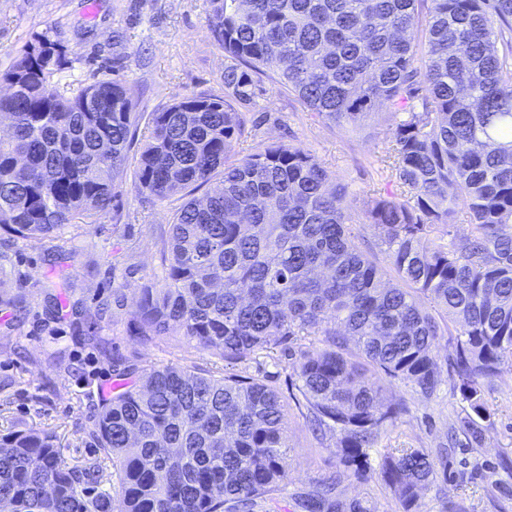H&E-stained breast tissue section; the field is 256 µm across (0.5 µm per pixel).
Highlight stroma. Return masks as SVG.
Instances as JSON below:
<instances>
[{"label": "stroma", "instance_id": "35a3bbf8", "mask_svg": "<svg viewBox=\"0 0 512 512\" xmlns=\"http://www.w3.org/2000/svg\"><path fill=\"white\" fill-rule=\"evenodd\" d=\"M210 0H0V74L17 51L41 34L59 39L72 62L67 73L86 80L120 74L142 111L173 100L224 91V53L208 27ZM256 139L302 144L334 182L365 194L384 188L371 163L384 156L391 122L356 133L308 112L288 92L265 86L255 111ZM111 214L66 226L61 241L6 239L0 231V294L23 295L21 307L0 304V433L34 429L52 434L71 465L94 456L87 420L92 402L111 396L114 361L141 369L170 363L223 371L224 361L177 337L135 336L132 312L140 288L162 281L160 229L172 220L174 200L145 202L133 175L120 183ZM106 313L95 329L82 319ZM108 342L103 357L88 340ZM438 386L423 397L397 384L407 413L382 435V448L421 449L437 455L441 475L424 491L425 512L443 501L460 512H512V370L485 383L488 425L471 434L464 404L449 379L453 349L439 339L434 350ZM276 386L282 395L297 378L287 352L276 348L233 367ZM292 466L278 495V512H301V496L335 471L337 441L318 439L296 407L287 409Z\"/></svg>", "mask_w": 512, "mask_h": 512}]
</instances>
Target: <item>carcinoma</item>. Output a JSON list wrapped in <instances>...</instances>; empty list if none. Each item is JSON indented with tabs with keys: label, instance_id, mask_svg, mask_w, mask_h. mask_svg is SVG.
Here are the masks:
<instances>
[{
	"label": "carcinoma",
	"instance_id": "1",
	"mask_svg": "<svg viewBox=\"0 0 512 512\" xmlns=\"http://www.w3.org/2000/svg\"><path fill=\"white\" fill-rule=\"evenodd\" d=\"M209 29L224 50V95L151 113L137 159L138 192L181 204L160 233L164 284L140 289L135 330L182 336L228 365L323 337L300 351L293 401L321 435H339L340 453L299 507L374 512L343 487L369 480V449L405 412L394 384L431 395L434 347L448 337L469 427L490 418L482 380L512 368V0H211ZM64 65V46L43 35L5 74L0 228L16 238L56 239L75 217L107 213L138 140L143 113L124 82L64 81ZM266 79L355 132L386 110L392 145L376 172L389 188L357 213V195L332 184L308 148L248 142L246 113ZM366 229L390 268L365 246ZM120 375L128 384L88 417L112 470L97 458L67 465L47 433H9L0 504L257 512L276 503L291 451L276 387L177 364ZM378 475L402 512H422L437 471L423 450L381 448Z\"/></svg>",
	"mask_w": 512,
	"mask_h": 512
}]
</instances>
